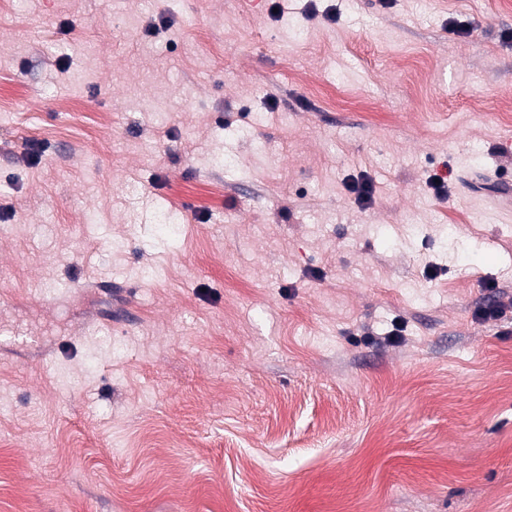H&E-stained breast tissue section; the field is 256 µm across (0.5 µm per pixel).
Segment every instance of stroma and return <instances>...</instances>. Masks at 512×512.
I'll return each instance as SVG.
<instances>
[{
	"mask_svg": "<svg viewBox=\"0 0 512 512\" xmlns=\"http://www.w3.org/2000/svg\"><path fill=\"white\" fill-rule=\"evenodd\" d=\"M0 512H512V0H0Z\"/></svg>",
	"mask_w": 512,
	"mask_h": 512,
	"instance_id": "obj_1",
	"label": "stroma"
}]
</instances>
